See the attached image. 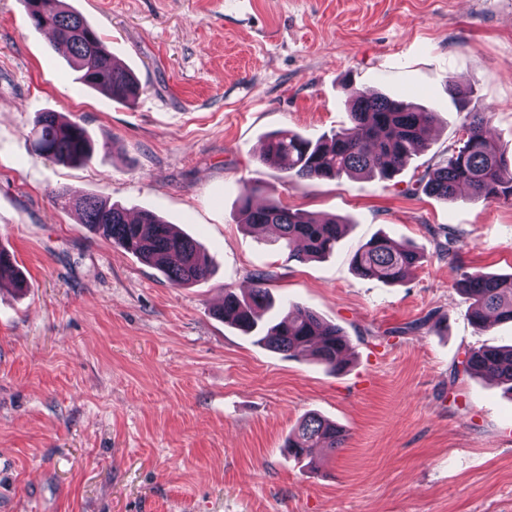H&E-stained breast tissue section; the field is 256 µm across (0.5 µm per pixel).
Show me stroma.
<instances>
[{
	"instance_id": "stroma-1",
	"label": "stroma",
	"mask_w": 512,
	"mask_h": 512,
	"mask_svg": "<svg viewBox=\"0 0 512 512\" xmlns=\"http://www.w3.org/2000/svg\"><path fill=\"white\" fill-rule=\"evenodd\" d=\"M67 2L143 92L123 106L85 88L19 0H0V246L26 277L0 286V512H512V395L464 370L471 349L512 345V323L480 332L455 288L463 270L512 273V206L417 187L460 136L448 80L512 150V0ZM349 82L437 116L395 178L259 162L270 133L349 126ZM42 110L86 128L90 162L35 151ZM57 186L153 211L211 275L172 286L55 205ZM252 186L349 228L329 257L289 259L239 224ZM450 231L453 263L436 252ZM379 233L425 254L402 283L351 268ZM259 270L274 308L343 329V372L216 316ZM311 413L346 440L308 468L281 445Z\"/></svg>"
}]
</instances>
